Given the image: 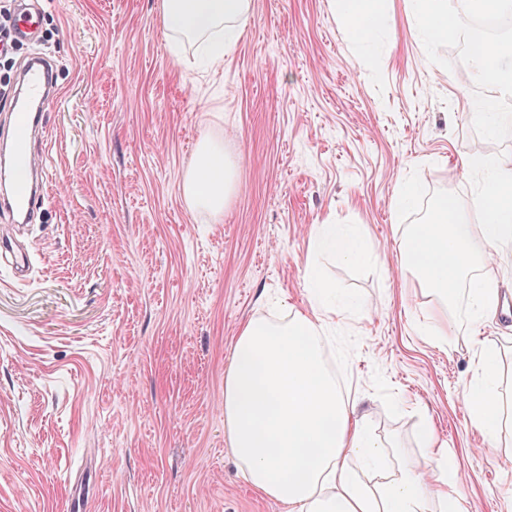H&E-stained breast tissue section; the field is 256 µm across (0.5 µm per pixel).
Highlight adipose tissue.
Wrapping results in <instances>:
<instances>
[{
  "label": "adipose tissue",
  "instance_id": "1",
  "mask_svg": "<svg viewBox=\"0 0 512 512\" xmlns=\"http://www.w3.org/2000/svg\"><path fill=\"white\" fill-rule=\"evenodd\" d=\"M425 32L431 43L456 34L465 12L477 0H463L462 11L448 14L442 0H422ZM353 40L366 43L387 23L382 0H339ZM251 10V0H163L171 33L209 45V63L224 62L225 45L236 42ZM233 190L223 147L202 145L183 191L196 206L220 213ZM487 224H471L455 198L442 199L433 224L408 225L398 262L417 287L448 302L456 280L471 265L484 276L470 292L471 322L495 311L499 293L493 262L512 245V169L496 171L479 193ZM328 253L341 262L359 256L349 233L319 225L310 256ZM329 310L287 309L280 321L254 319L244 326L224 375V425L244 479L288 512H425L427 494L448 495L447 466L436 452L423 461L403 463L390 479L372 485L360 469L379 465L383 443L372 437L355 403L339 390L326 360ZM481 383L468 395L473 422L488 447L501 432L498 355L480 360Z\"/></svg>",
  "mask_w": 512,
  "mask_h": 512
}]
</instances>
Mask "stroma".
<instances>
[{
    "mask_svg": "<svg viewBox=\"0 0 512 512\" xmlns=\"http://www.w3.org/2000/svg\"><path fill=\"white\" fill-rule=\"evenodd\" d=\"M33 2L38 39L0 57V86L41 53L58 96L25 280L0 259V512H288L234 462L224 374L240 328L311 303L315 282L337 308L331 368L388 446L365 479L420 460L428 427L450 512H512V426L484 450L466 407L485 350L512 389V325L468 321L467 279L439 311L393 262L436 195L484 223L476 194L512 167V124L474 119L512 103L465 57L471 29L436 45L420 0H384L390 25L363 46L337 0H252L213 69L201 43L172 54L162 0ZM208 140L237 184L219 214L183 194ZM320 224L361 257L309 258Z\"/></svg>",
    "mask_w": 512,
    "mask_h": 512,
    "instance_id": "35a3bbf8",
    "label": "stroma"
}]
</instances>
